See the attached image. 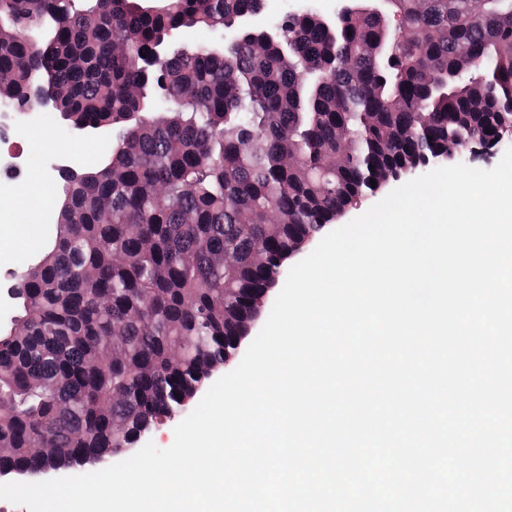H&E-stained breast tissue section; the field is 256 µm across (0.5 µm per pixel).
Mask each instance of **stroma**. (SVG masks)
<instances>
[{"mask_svg": "<svg viewBox=\"0 0 512 512\" xmlns=\"http://www.w3.org/2000/svg\"><path fill=\"white\" fill-rule=\"evenodd\" d=\"M0 136L17 144L24 164L12 183L0 184V198H21L23 208L11 215L9 232L0 231V290L14 283L13 275L41 254L49 236L48 226L39 224L43 209L57 211L62 185L49 169L58 157L75 154L92 166L107 162L112 153L110 135L80 132L66 127L54 110L31 113L21 120L13 115L0 118Z\"/></svg>", "mask_w": 512, "mask_h": 512, "instance_id": "1", "label": "stroma"}]
</instances>
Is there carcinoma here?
<instances>
[{"label":"carcinoma","mask_w":512,"mask_h":512,"mask_svg":"<svg viewBox=\"0 0 512 512\" xmlns=\"http://www.w3.org/2000/svg\"><path fill=\"white\" fill-rule=\"evenodd\" d=\"M260 0H0V106L114 133L64 177L49 245L0 327V477L75 471L179 414L249 335L286 262L360 197L512 135V0H386L222 37ZM59 452L36 455L43 429Z\"/></svg>","instance_id":"carcinoma-1"}]
</instances>
